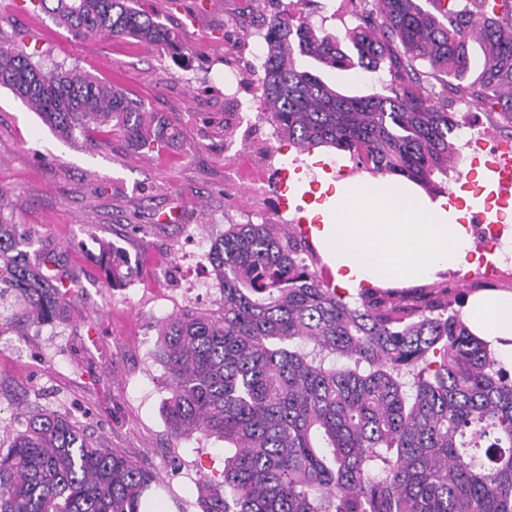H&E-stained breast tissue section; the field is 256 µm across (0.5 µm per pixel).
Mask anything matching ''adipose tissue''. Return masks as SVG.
Wrapping results in <instances>:
<instances>
[{
    "label": "adipose tissue",
    "instance_id": "1",
    "mask_svg": "<svg viewBox=\"0 0 512 512\" xmlns=\"http://www.w3.org/2000/svg\"><path fill=\"white\" fill-rule=\"evenodd\" d=\"M462 210L429 199L410 185L366 179L337 186L335 207L319 232L337 282L403 285L465 264L474 239ZM470 329L485 339L512 338V295L481 294L465 308Z\"/></svg>",
    "mask_w": 512,
    "mask_h": 512
}]
</instances>
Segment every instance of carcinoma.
I'll return each instance as SVG.
<instances>
[{"label":"carcinoma","mask_w":512,"mask_h":512,"mask_svg":"<svg viewBox=\"0 0 512 512\" xmlns=\"http://www.w3.org/2000/svg\"><path fill=\"white\" fill-rule=\"evenodd\" d=\"M357 59L318 35L300 4L272 15L257 78L261 118L301 151L331 147L356 168L427 186L455 169L448 104L491 105L512 124V0H358ZM78 39L134 38L191 49L131 0H29ZM482 47L472 77L471 38ZM388 61L383 92L346 96L300 66ZM425 60L431 70L421 71ZM438 96L423 85L441 80ZM0 87L63 141L118 134L136 153L176 139L162 116L75 67L0 41ZM0 218V336L66 318L79 284L56 250ZM288 224H229L208 260L221 302L161 323L156 358L179 438L224 440L221 479L198 480L201 512H512V364L464 319L447 281L343 295ZM0 447V512H140L165 491L139 459L57 409L23 414Z\"/></svg>","instance_id":"cac0c4a2"}]
</instances>
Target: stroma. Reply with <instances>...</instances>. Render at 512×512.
I'll list each match as a JSON object with an SVG mask.
<instances>
[{"mask_svg":"<svg viewBox=\"0 0 512 512\" xmlns=\"http://www.w3.org/2000/svg\"><path fill=\"white\" fill-rule=\"evenodd\" d=\"M192 50L188 62L135 39H73L45 15L0 0V31L23 37L53 63L111 81L178 129L163 153H133L117 136L66 143L0 87V214L38 244L61 251L79 280L63 323L0 336V420L23 403L69 412L109 447L135 454L172 492L166 512H200L199 470L224 468V442L174 437L165 420L168 391L153 353L172 313L217 308L221 294L207 253L228 224H290L312 216L314 202L294 196L278 206L282 168L301 165L307 180L333 184L360 177L347 153L302 152L257 116L260 92L246 83L264 59V21L279 0H140ZM317 33L348 38L359 20L340 0H308ZM304 68L347 95L381 91L386 68L366 74L312 60ZM475 139L458 137L461 178L446 191L476 188V156L512 136L488 106L454 104Z\"/></svg>","mask_w":512,"mask_h":512,"instance_id":"1","label":"stroma"}]
</instances>
